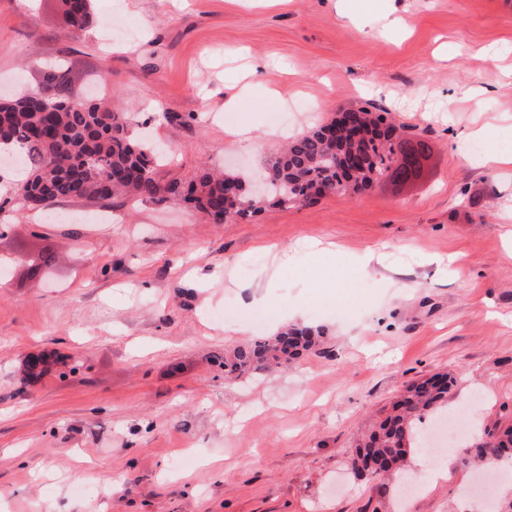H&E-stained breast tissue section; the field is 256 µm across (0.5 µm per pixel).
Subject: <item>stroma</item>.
<instances>
[{
  "mask_svg": "<svg viewBox=\"0 0 512 512\" xmlns=\"http://www.w3.org/2000/svg\"><path fill=\"white\" fill-rule=\"evenodd\" d=\"M94 11L75 38L59 0H0V93L64 62L74 98L171 147L164 180L206 162L252 175L286 138L362 106L408 126L430 166L226 224L176 199L1 206L0 512H473L461 490L480 482L512 499V466L478 472L457 445L407 457L405 501L397 477L349 466L405 387L439 373L466 429L512 424V168L481 164L512 152V0ZM109 20L134 37L106 43ZM243 72L274 95H241ZM228 113L249 140L228 136ZM293 323L323 343L225 379V350ZM42 353L53 362L30 377Z\"/></svg>",
  "mask_w": 512,
  "mask_h": 512,
  "instance_id": "35a3bbf8",
  "label": "stroma"
}]
</instances>
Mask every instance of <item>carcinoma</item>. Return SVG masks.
<instances>
[{
  "label": "carcinoma",
  "instance_id": "obj_1",
  "mask_svg": "<svg viewBox=\"0 0 512 512\" xmlns=\"http://www.w3.org/2000/svg\"><path fill=\"white\" fill-rule=\"evenodd\" d=\"M70 32L79 35L94 22L92 0H61ZM347 113L357 133L336 128V121L319 125L289 141L261 172L266 191L252 195L236 174L203 166L187 182L162 181L157 168L165 160L159 146L136 139L124 112H112L95 103L75 105L67 70L45 71L38 84L0 100V140L15 142L14 169L25 174L19 200L30 211H46L65 198L108 200L127 195L164 202L181 198L213 223L257 216L268 204L286 207L312 203L325 194L351 195L388 176L399 151L416 144L400 138L402 127L365 107ZM239 193L227 203L226 185ZM324 331L307 324L280 329L224 353V376L241 377L267 364H286L322 342ZM452 380L437 374L409 385L379 422L355 448L351 469L355 476H379L401 469L407 448L424 447L414 422L427 414L441 416L448 403ZM512 426L484 431L466 444L465 460L494 457L512 459Z\"/></svg>",
  "mask_w": 512,
  "mask_h": 512
}]
</instances>
